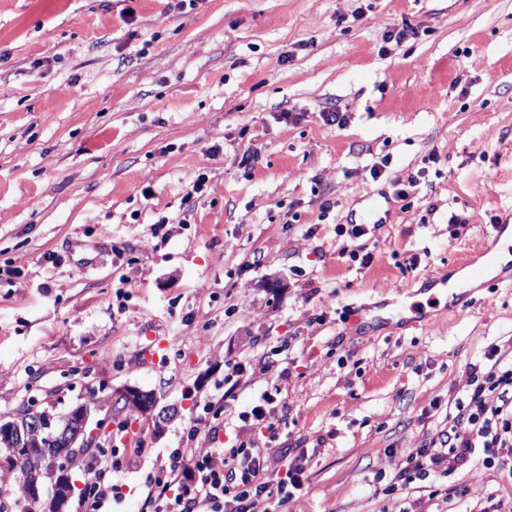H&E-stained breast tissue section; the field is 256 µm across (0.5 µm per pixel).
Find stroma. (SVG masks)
<instances>
[{
  "instance_id": "1",
  "label": "stroma",
  "mask_w": 512,
  "mask_h": 512,
  "mask_svg": "<svg viewBox=\"0 0 512 512\" xmlns=\"http://www.w3.org/2000/svg\"><path fill=\"white\" fill-rule=\"evenodd\" d=\"M403 26L417 37L381 54ZM331 109L346 126L323 123ZM420 170L413 208L392 201L360 239L371 263L350 261L336 226ZM510 214L512 0H0V413L62 415L112 393L92 415L96 447L115 448L121 421L146 438L122 477L125 512L191 425L230 446L264 392L274 447L304 456L276 512L512 505V473L480 448L408 497L384 491L440 442L490 350L512 359V282L487 268L448 305ZM428 278L431 324L410 310ZM364 306L375 327L350 322ZM264 360L225 397V362ZM127 387L178 416L130 412Z\"/></svg>"
}]
</instances>
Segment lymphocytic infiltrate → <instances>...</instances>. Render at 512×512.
I'll return each instance as SVG.
<instances>
[{
    "label": "lymphocytic infiltrate",
    "mask_w": 512,
    "mask_h": 512,
    "mask_svg": "<svg viewBox=\"0 0 512 512\" xmlns=\"http://www.w3.org/2000/svg\"><path fill=\"white\" fill-rule=\"evenodd\" d=\"M490 393L496 394V404L487 403ZM187 439L188 447L170 451L148 476L144 512H270L271 502H287L302 486L305 470L299 459L286 462L284 470H273L272 449L259 447L255 438L214 448L194 426ZM478 448L512 451V365L495 367L475 382L464 404L449 414L440 445L402 461L386 490L405 491L441 465L454 469ZM129 462L128 454L117 451L82 455L79 466L86 482L78 500L81 512H106L124 503L121 476Z\"/></svg>",
    "instance_id": "lymphocytic-infiltrate-1"
}]
</instances>
